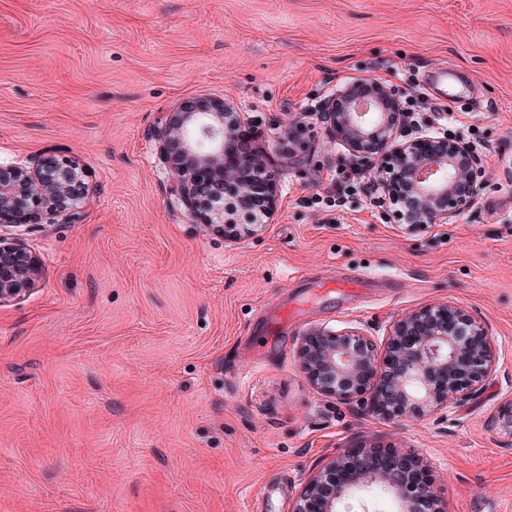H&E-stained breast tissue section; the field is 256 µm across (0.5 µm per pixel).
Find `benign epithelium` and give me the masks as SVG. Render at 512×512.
Instances as JSON below:
<instances>
[{"instance_id":"benign-epithelium-1","label":"benign epithelium","mask_w":512,"mask_h":512,"mask_svg":"<svg viewBox=\"0 0 512 512\" xmlns=\"http://www.w3.org/2000/svg\"><path fill=\"white\" fill-rule=\"evenodd\" d=\"M369 84L356 78L322 101L319 112L333 140L364 161L377 188L391 204L399 201L398 178L416 195L417 211L397 212L407 229L450 224L471 207L486 185V169L470 144L448 138L397 135L400 113L385 110L377 96H359ZM241 118L225 101L185 106L159 130L161 152L182 153L189 166L172 169V191L185 208L227 237L248 232L245 224L224 222V208L204 196L213 180L237 186L247 204L265 201V214L276 208L277 163L253 149L233 153L227 118ZM73 161L41 157L30 166L0 169V300L27 292L39 275L17 228L38 224L36 203L76 222L82 196L72 188ZM300 368L314 389L388 422L420 419L465 400L496 371L498 358L484 325L453 302L428 305L399 316L384 343L359 328L313 329L298 350ZM378 488L398 512H446L433 484L424 477L419 459L398 450L360 447L337 455L312 472L302 484L291 512H340L358 498L369 509L366 491Z\"/></svg>"}]
</instances>
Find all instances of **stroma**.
Returning <instances> with one entry per match:
<instances>
[{
    "label": "stroma",
    "instance_id": "35a3bbf8",
    "mask_svg": "<svg viewBox=\"0 0 512 512\" xmlns=\"http://www.w3.org/2000/svg\"><path fill=\"white\" fill-rule=\"evenodd\" d=\"M468 85L487 187L451 224L406 230L377 195L333 208L358 164L320 120L363 76ZM226 100L278 163L276 209L225 240L170 191L157 132ZM73 160L81 218L22 239L41 274L0 301V512H290L317 464L369 445L426 465L448 512H512V0H0V163ZM358 296L313 292L327 268ZM499 356L460 406L387 422L318 394L297 351L315 328L385 336L445 301ZM296 305L275 336L271 309Z\"/></svg>",
    "mask_w": 512,
    "mask_h": 512
}]
</instances>
